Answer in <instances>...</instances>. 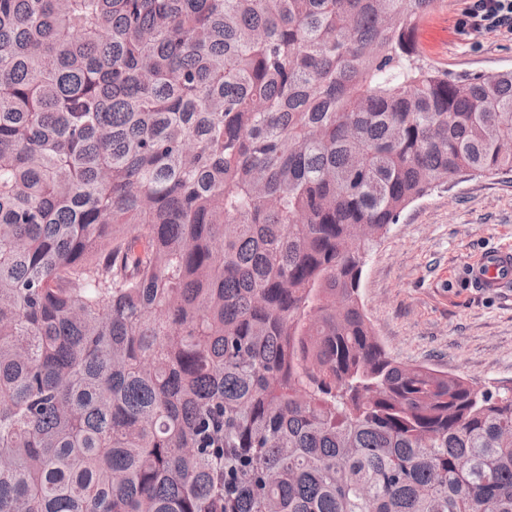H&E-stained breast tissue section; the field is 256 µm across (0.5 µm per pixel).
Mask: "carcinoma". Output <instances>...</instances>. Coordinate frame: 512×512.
I'll use <instances>...</instances> for the list:
<instances>
[{"label": "carcinoma", "instance_id": "cac0c4a2", "mask_svg": "<svg viewBox=\"0 0 512 512\" xmlns=\"http://www.w3.org/2000/svg\"><path fill=\"white\" fill-rule=\"evenodd\" d=\"M437 2L0 0V512H512V386L359 294L512 172V70L424 64Z\"/></svg>", "mask_w": 512, "mask_h": 512}]
</instances>
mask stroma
Here are the masks:
<instances>
[{"instance_id":"35a3bbf8","label":"stroma","mask_w":512,"mask_h":512,"mask_svg":"<svg viewBox=\"0 0 512 512\" xmlns=\"http://www.w3.org/2000/svg\"><path fill=\"white\" fill-rule=\"evenodd\" d=\"M465 0H443L416 33L424 59L454 75L512 70V33L461 30ZM512 250V173H465L412 203L374 247L360 296L380 343L481 386L512 385V287L475 288L480 255Z\"/></svg>"}]
</instances>
